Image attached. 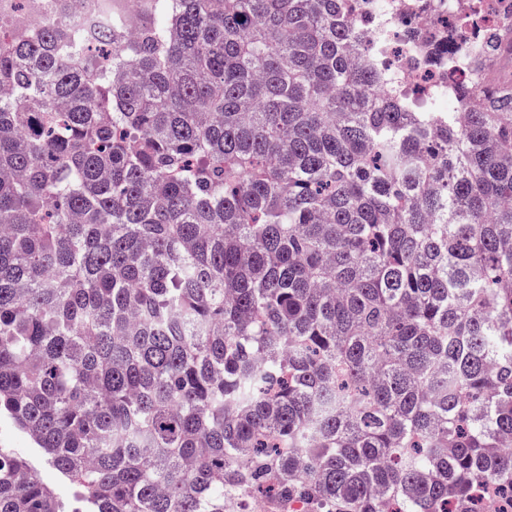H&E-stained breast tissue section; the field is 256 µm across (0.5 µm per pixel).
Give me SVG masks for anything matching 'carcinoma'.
<instances>
[{
    "label": "carcinoma",
    "instance_id": "cac0c4a2",
    "mask_svg": "<svg viewBox=\"0 0 512 512\" xmlns=\"http://www.w3.org/2000/svg\"><path fill=\"white\" fill-rule=\"evenodd\" d=\"M356 6L0 26V412L88 512L512 482V84L381 94ZM0 512L69 510L0 448Z\"/></svg>",
    "mask_w": 512,
    "mask_h": 512
}]
</instances>
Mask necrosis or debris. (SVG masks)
Segmentation results:
<instances>
[{
    "mask_svg": "<svg viewBox=\"0 0 512 512\" xmlns=\"http://www.w3.org/2000/svg\"><path fill=\"white\" fill-rule=\"evenodd\" d=\"M132 0H0V19L16 24L38 26L53 22L59 29L93 31L101 17L127 14ZM468 10H460L459 0H435V8L426 13L404 14L390 8L387 0H358L359 20L369 42L378 46L380 55L395 70L394 87L406 95L421 96L424 89L447 87L449 78L470 80L475 66L494 69L499 53L482 54L474 61L488 33L512 26V0H468ZM446 31L452 50L445 70L423 65L413 55L408 32Z\"/></svg>",
    "mask_w": 512,
    "mask_h": 512,
    "instance_id": "obj_1",
    "label": "necrosis or debris"
}]
</instances>
